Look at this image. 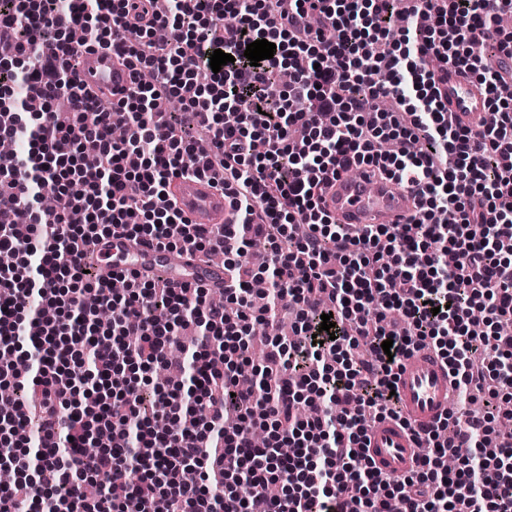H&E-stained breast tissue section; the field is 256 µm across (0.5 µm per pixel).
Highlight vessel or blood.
Wrapping results in <instances>:
<instances>
[{
  "instance_id": "b4317fda",
  "label": "vessel or blood",
  "mask_w": 512,
  "mask_h": 512,
  "mask_svg": "<svg viewBox=\"0 0 512 512\" xmlns=\"http://www.w3.org/2000/svg\"><path fill=\"white\" fill-rule=\"evenodd\" d=\"M76 79L81 86L111 93L115 84L128 80L112 63L106 49L84 50ZM448 109L464 125L479 121L487 110V94L456 68L448 70ZM177 209L192 224H229L233 221L231 197L208 177H179L170 185ZM320 204L339 224H409L418 213V193L361 168L357 173L338 171L322 194ZM100 277L136 269L178 286L191 283L210 292L224 289L223 262H207L156 244L137 243L120 234L98 239L90 247ZM451 378L446 365L431 351L421 349L404 358L397 369L396 392L401 421L372 423L370 454L378 470L395 478L409 473L414 464V432L433 429L450 403Z\"/></svg>"
}]
</instances>
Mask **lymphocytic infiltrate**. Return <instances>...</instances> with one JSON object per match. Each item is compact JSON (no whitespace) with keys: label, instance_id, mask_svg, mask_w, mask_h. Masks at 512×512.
I'll return each mask as SVG.
<instances>
[{"label":"lymphocytic infiltrate","instance_id":"lymphocytic-infiltrate-1","mask_svg":"<svg viewBox=\"0 0 512 512\" xmlns=\"http://www.w3.org/2000/svg\"><path fill=\"white\" fill-rule=\"evenodd\" d=\"M152 2L0 0V49L13 47L22 68L0 84V141L30 145L0 159V253L18 261L0 270V351L29 343L39 363L31 378L1 362L0 383L35 386L41 421L36 462L0 487V512H251L256 498L266 512H512V433L469 409L479 394L512 397V335L501 331L512 323V101L484 55L493 37L512 55V33L498 26L512 0H420L421 24L403 29L392 0H289L284 12L280 0H165L159 14ZM262 39L274 56L251 65L246 47ZM83 46L113 51L130 71L112 92L118 121L75 79ZM217 49L233 60L200 83ZM452 66L485 88L494 124L467 127L448 111L440 85ZM391 98L397 110L383 108ZM190 117L212 133L205 152L184 139ZM343 164L416 187L419 219L336 223L319 198ZM206 174L232 194L234 223H187L169 201L172 177ZM50 187L57 208L37 209ZM115 230L223 253L224 303L135 271L114 292L85 257ZM256 241L266 252L254 269L244 257ZM260 278L268 299L256 311ZM33 300L57 316L31 321ZM288 309L295 340L269 337L265 363L241 386L254 321L274 325ZM104 310L110 325L93 326ZM193 324L205 341L191 396L156 392L146 413V372L168 363L177 331ZM416 348L446 361L459 406L451 429L416 435L415 465L396 479L372 467L367 432L400 419L390 386ZM98 429L108 446L83 457ZM187 467L194 481L183 480Z\"/></svg>","mask_w":512,"mask_h":512}]
</instances>
